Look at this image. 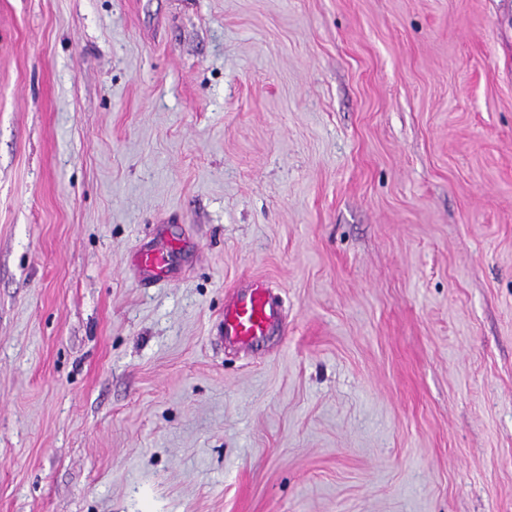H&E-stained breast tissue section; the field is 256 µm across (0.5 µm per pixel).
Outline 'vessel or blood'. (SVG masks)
<instances>
[{
    "mask_svg": "<svg viewBox=\"0 0 512 512\" xmlns=\"http://www.w3.org/2000/svg\"><path fill=\"white\" fill-rule=\"evenodd\" d=\"M167 247V242L161 241L139 250L137 264L142 278L153 280L165 274ZM279 317L266 285L260 281L248 283L224 307V336L241 345L254 344Z\"/></svg>",
    "mask_w": 512,
    "mask_h": 512,
    "instance_id": "obj_1",
    "label": "vessel or blood"
}]
</instances>
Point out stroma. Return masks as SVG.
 Listing matches in <instances>:
<instances>
[{
  "label": "stroma",
  "instance_id": "stroma-1",
  "mask_svg": "<svg viewBox=\"0 0 512 512\" xmlns=\"http://www.w3.org/2000/svg\"><path fill=\"white\" fill-rule=\"evenodd\" d=\"M0 512H512V0H0ZM167 247L169 244L161 240L148 248L139 250L136 263L142 279L155 280L157 277L165 276ZM239 288L243 289L224 306V337L252 345L279 319L280 310L271 302L263 282H250Z\"/></svg>",
  "mask_w": 512,
  "mask_h": 512
}]
</instances>
